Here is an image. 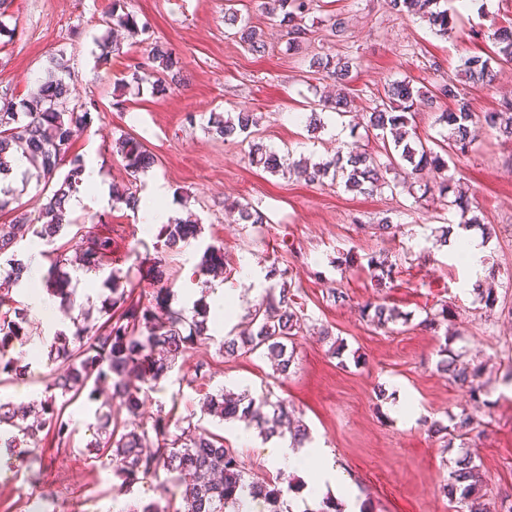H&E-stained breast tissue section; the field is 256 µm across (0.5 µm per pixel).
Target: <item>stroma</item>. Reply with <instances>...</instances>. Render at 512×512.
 <instances>
[{"label":"stroma","mask_w":512,"mask_h":512,"mask_svg":"<svg viewBox=\"0 0 512 512\" xmlns=\"http://www.w3.org/2000/svg\"><path fill=\"white\" fill-rule=\"evenodd\" d=\"M480 2L481 9L466 10L452 36L441 37L415 18L392 14L385 0H316L305 19L307 38L291 51L264 0H240L241 14L265 32L270 45L268 53L256 55L225 27V0H130V10L148 19L151 28L138 36L119 31L118 51L104 57L97 43L107 33L102 16L109 0H12L9 11L17 27L12 36L0 37V96L31 99L53 60L64 58L65 81L92 105L73 151L98 168L103 184L133 187L139 198L161 185L175 217L199 225L195 238L165 256L172 307L189 311L208 304L217 284L234 299L223 323L209 321L210 343L190 350L159 389L145 394L143 416L155 413L161 403L175 404L180 415L198 410V393L178 380L204 359L210 364V389L246 388L257 396L268 391L284 400L308 424L312 445L327 449L373 512H455L440 491L455 452L444 448L428 424L464 411L485 429L467 441L485 471L484 505L512 488V384L499 370L512 353V144L482 138L450 166L467 191L471 215L496 230L483 271L473 272L438 241L442 229L457 228L459 212L443 209L419 188L362 195L341 186L310 185L254 167L247 144L224 141L207 129L210 113L247 108L260 118L254 138L267 147L290 152L295 160H330L353 141L349 135L334 138L332 125L351 127L372 111L387 82L406 79L419 87L454 78L461 58L490 51L492 24L512 25V0ZM333 15L347 22L336 37L326 24ZM157 41L172 48L183 65L182 86L164 97L153 95L150 83L126 80L130 67L146 62ZM326 53L355 58L359 68L346 88L349 113L340 117L325 111L328 128L313 139L305 118L314 101L335 93L336 87L313 73L309 61ZM505 97L512 98V66L498 70L492 89H466L471 112L480 116L495 111ZM124 134L142 142L155 159L134 178L113 149ZM54 188L53 182L33 175L17 181L9 205L0 210V224L11 223L18 209L36 213ZM240 203L262 212L265 224L242 223L236 210ZM70 216L73 224L56 237V245L72 244L79 230L108 233L113 239L106 269H70L76 306L100 307L108 294L103 282L112 269H133L135 295L151 298L157 287L149 272L155 232L144 231L136 214L110 201L89 200ZM385 218L399 227L394 240L374 234V224ZM210 246L224 258V272L217 277L205 272ZM379 250L398 267L393 287H378L367 267V254ZM272 265L292 275L296 299L309 317L310 329L297 337L286 377L259 355L228 359L219 351L224 335L244 328ZM479 283L493 288L496 308H485L475 291ZM335 288L344 291V298L333 299ZM379 298L407 313V322L386 330L364 321L363 305ZM443 305L452 313L449 326L455 337L449 343L420 325ZM31 319L36 335L15 348L16 356L30 365L27 390L19 392L13 383L0 386V398L17 403L43 390L47 347L58 332L51 317L35 313ZM325 327L343 340L341 356L332 355L322 342L319 332ZM444 343L485 363L488 405L476 406L437 371ZM397 393L414 404L415 417L395 414L387 397ZM100 405L85 397L68 405L65 414L75 430L72 446L59 450L44 442L39 482H32L23 458L7 462L0 473V512H34L38 502L68 512H102L105 501L122 496L132 503L159 499L155 482L125 491L110 469L88 454L85 445L95 432ZM204 424L241 453L248 469L268 472L266 442L260 436L246 443L239 437V422L208 417Z\"/></svg>","instance_id":"obj_1"}]
</instances>
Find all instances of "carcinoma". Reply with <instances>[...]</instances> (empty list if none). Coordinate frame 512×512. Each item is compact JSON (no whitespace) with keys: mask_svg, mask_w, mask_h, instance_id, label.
Returning <instances> with one entry per match:
<instances>
[{"mask_svg":"<svg viewBox=\"0 0 512 512\" xmlns=\"http://www.w3.org/2000/svg\"><path fill=\"white\" fill-rule=\"evenodd\" d=\"M313 0H267L268 13L288 37L293 49L306 39L304 19ZM470 0H460V7L448 6V0H388L389 10L398 15H411L429 25L440 36L453 32V17L459 8H467ZM109 29L121 28L132 33L147 24H138L128 10L127 0H110L104 13ZM224 24L249 51H266L264 33L251 25L249 18L230 7L224 12ZM493 50L486 55H470L462 59L461 75L467 82L489 86L496 73L494 66L512 64V27H500L491 35ZM309 67L323 72L338 87L352 79L355 62L349 57L317 56ZM63 59L54 62V70L37 90L29 104L16 106L13 100L0 97V177L7 178L12 163L24 160L29 167L52 179L63 165L69 170L59 179L56 189L42 204L38 215L21 212L13 223L0 227V384L28 378L30 366L12 354L15 342L36 334L37 328L27 308L14 297L13 286L29 276V266L17 258L19 242L33 235L51 244L61 228L70 224L68 201L77 190L79 174L84 168L83 157L70 154L76 131L88 119L89 112L79 104L75 90L65 82ZM148 75L154 78L152 92L167 95L180 85L181 61L164 43L157 41L150 50ZM458 102L456 110L443 112L439 121L448 127V135L429 145L412 124L415 105H430L437 98ZM259 117L249 110L224 115L213 112L208 128L228 141L258 125ZM365 129L382 142L384 153L350 151L336 158L312 163L306 159L289 162L285 156L259 143L251 145L249 157L256 167L277 174L296 176L308 183L344 185L351 191L369 194L387 187L395 191L417 179L425 171L435 173L434 181L424 185V192L438 196L457 208L462 225L479 223L478 217H465L466 205L460 183L448 175V161L463 155L483 133L512 141V99L501 100L497 112L479 117L464 101L463 88L454 79L430 87H415L406 80L387 83L382 103L368 113ZM126 170L133 176L154 164L153 156L136 139L124 136L115 142ZM406 167H401L400 162ZM399 170L401 178L387 175ZM240 220L247 224H263V214L249 204L237 205ZM197 225L178 218L161 226L157 241L160 255L178 249L194 237ZM112 255V236L93 235L65 248L48 252L49 266L41 281L54 286L61 306H74L72 293L66 288L69 267L98 269ZM367 267L376 272L378 282L393 283L394 267L381 254H370ZM270 284L260 303L248 314L249 328L236 336H226L221 348L227 356L257 353L267 358L275 371L288 376L293 352L288 344L307 328V317L292 293L287 272L272 266L265 275ZM109 295L94 318L86 310L70 317L69 333L54 337L47 351L50 371L45 377L44 390L27 404L0 399V448L12 449V454H29V463L37 461L34 449L43 437H51L56 448L67 449L73 442L70 421L64 419L66 405L85 390L94 395L102 386L111 389V398L120 401L132 416L139 415L141 395L145 389L158 385L178 359L189 350L212 340L208 334L207 308L198 306L194 314L174 309L169 303L167 288L157 291L154 302L145 304L131 295V271L115 269L105 281ZM362 315L371 325L382 329L395 322L400 313L385 303H368ZM422 324L437 334L448 327V308L443 306L426 316ZM436 368L448 376V382L466 390L470 398L481 401L486 394L482 382L483 368L463 358V354L439 348ZM209 364L198 361L187 373L189 385L201 386L207 380ZM201 414L223 422L241 420L254 424L264 438L289 435L293 443L303 445L309 431L286 404L271 400L266 393L254 396L248 389L238 392L219 388L206 392L199 399ZM112 403L102 404L97 413L96 433L86 444L88 452L112 471L127 490L145 479L158 482L165 505L155 500L141 501L134 512H250L247 504L261 500L265 512H290L285 491L278 478L251 473L239 452L224 446V437L194 421L195 412L185 416L165 410L160 404L151 420L131 428L111 426ZM452 425L440 421L431 423L433 434L440 436L445 447L463 441L480 427L473 415L462 412L450 418ZM484 474L477 455L461 448L450 459L448 476L440 485L449 500L462 507H476L483 497Z\"/></svg>","mask_w":512,"mask_h":512,"instance_id":"cac0c4a2","label":"carcinoma"}]
</instances>
